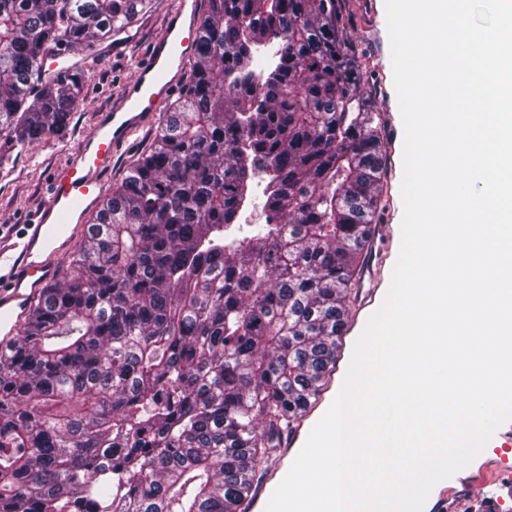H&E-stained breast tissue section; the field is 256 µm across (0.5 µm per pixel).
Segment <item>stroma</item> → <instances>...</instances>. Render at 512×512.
<instances>
[{
    "mask_svg": "<svg viewBox=\"0 0 512 512\" xmlns=\"http://www.w3.org/2000/svg\"><path fill=\"white\" fill-rule=\"evenodd\" d=\"M177 2L154 0L152 10L140 16L126 33L91 52V67L84 80L87 105L72 113L62 135H48L28 146L10 149L8 163L0 167V225L12 227L25 223L30 214L45 204L47 182L52 173L65 163L68 152L93 130L97 113L119 98L137 62L161 34ZM344 12L356 51L370 57L363 83L375 94L377 120L388 158L381 221L397 228L403 220L397 205L403 179L404 132L394 87L386 16L381 13L374 20H367L365 0H346Z\"/></svg>",
    "mask_w": 512,
    "mask_h": 512,
    "instance_id": "35a3bbf8",
    "label": "stroma"
}]
</instances>
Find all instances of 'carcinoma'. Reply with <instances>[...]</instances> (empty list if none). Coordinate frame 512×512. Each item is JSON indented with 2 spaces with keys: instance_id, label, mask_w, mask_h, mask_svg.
Masks as SVG:
<instances>
[{
  "instance_id": "carcinoma-1",
  "label": "carcinoma",
  "mask_w": 512,
  "mask_h": 512,
  "mask_svg": "<svg viewBox=\"0 0 512 512\" xmlns=\"http://www.w3.org/2000/svg\"><path fill=\"white\" fill-rule=\"evenodd\" d=\"M342 2L202 0L181 97L0 353V512H249L336 364L380 223L386 155ZM151 7L0 0V137L63 133L83 76L43 59ZM253 181L265 223L226 243Z\"/></svg>"
}]
</instances>
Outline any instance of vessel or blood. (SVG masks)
<instances>
[{"label": "vessel or blood", "instance_id": "b4317fda", "mask_svg": "<svg viewBox=\"0 0 512 512\" xmlns=\"http://www.w3.org/2000/svg\"><path fill=\"white\" fill-rule=\"evenodd\" d=\"M198 35L197 0H182L167 20L163 33L153 42L145 59L135 67L119 100L101 112L94 130L69 153L48 185L46 205L12 242L0 243V350L11 346L31 306L43 288L50 285L56 259L67 252L76 231L95 212L106 191V178L134 135L157 121L163 104L183 83L186 62ZM385 289H367L364 317L348 321L344 333L357 339L368 314L382 304ZM319 397L280 450L282 460H295L311 429L331 405ZM512 441V420L496 430L481 454L478 467L449 478L447 485L433 487L426 504L432 512H452L456 500L490 484L492 477L512 473L498 450ZM287 474L280 464L270 466L264 482L253 496V512H262Z\"/></svg>", "mask_w": 512, "mask_h": 512}]
</instances>
